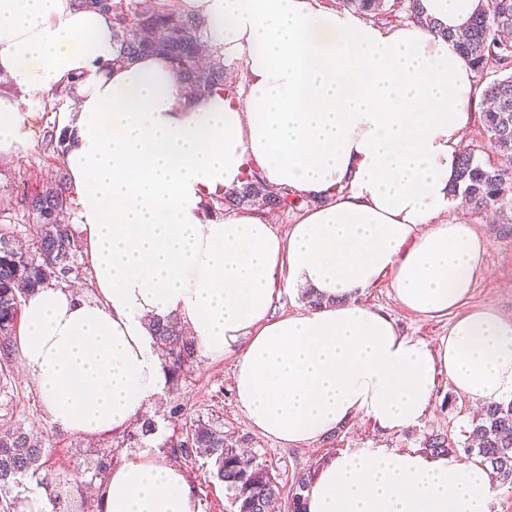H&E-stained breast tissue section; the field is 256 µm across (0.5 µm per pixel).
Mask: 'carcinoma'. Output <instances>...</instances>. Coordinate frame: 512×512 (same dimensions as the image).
<instances>
[{
  "instance_id": "cac0c4a2",
  "label": "carcinoma",
  "mask_w": 512,
  "mask_h": 512,
  "mask_svg": "<svg viewBox=\"0 0 512 512\" xmlns=\"http://www.w3.org/2000/svg\"><path fill=\"white\" fill-rule=\"evenodd\" d=\"M76 3L113 15L115 38L120 44L115 64L130 63L145 55H160L175 67L186 84L197 93L224 90L234 84L227 74L224 56L204 38L200 19L157 7L140 9L124 0H75ZM358 13L379 17L395 11L397 0H345ZM435 35L448 41L470 59L487 80L482 97L491 106L482 111L486 150L500 156L512 155V0H485V6L462 30L450 32L441 24L431 25ZM65 135L56 127L45 132L47 149L61 156ZM450 196H462L476 210L512 212V168L494 164L474 150L460 152L459 167ZM71 184L67 174L42 190L26 196L23 210L37 221L36 234L25 250L16 243V232L0 214V380L10 375L13 334L20 322L22 302L35 290L52 281H64L77 269L79 244L69 225L57 222L70 205ZM300 198L267 189L257 173L245 175L241 187L223 197L220 207L254 206L257 209H295ZM151 331L164 346L170 374L178 377L195 361L197 349L181 322L169 316L156 319ZM186 459L203 455L214 459L217 476L231 492L232 512H268L281 497V489L268 465L257 456H244L226 442L224 432L201 420L185 423L184 433L171 445ZM425 450L434 455H477L489 464L497 481L512 487V399L492 402L471 421L464 441L445 434H432ZM45 449L20 427L0 431V499L3 508L12 486L30 476L48 489L56 474L43 461ZM309 476L296 478L295 492L288 495L290 512H303L304 490Z\"/></svg>"
}]
</instances>
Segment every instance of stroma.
Instances as JSON below:
<instances>
[{
	"label": "stroma",
	"mask_w": 512,
	"mask_h": 512,
	"mask_svg": "<svg viewBox=\"0 0 512 512\" xmlns=\"http://www.w3.org/2000/svg\"><path fill=\"white\" fill-rule=\"evenodd\" d=\"M69 101H61L58 110H51L44 102L32 106L36 114L33 123V148L16 155L0 157V208L11 210L17 219L18 236L28 242L35 233L31 217L19 210L18 202L27 193L43 184L57 180L62 160L45 148L44 133L57 122L59 111L67 110ZM449 222H468L486 242L485 271L478 278L465 311L491 308L512 316V238L499 237L494 226L500 221L492 212H476L455 206L448 209ZM363 303L392 316L403 332L434 342L446 336L453 316L427 317L401 308L386 284H378L362 293ZM10 378L6 388L0 389V430L19 426L41 439L50 466L60 474L84 470L90 461L89 452L112 451L113 463H121L143 451L153 449L151 439L136 442L119 432L96 439L56 431L50 424L39 397L34 379L18 361L10 363ZM471 404L464 397L451 392L447 378H440L432 414L420 425L400 433L384 434L368 420H358L340 428L319 442L310 445H285L267 438L253 429L240 411L234 391V361L230 358L197 357L184 369L177 382L171 383L151 404L150 416L162 438L178 436L187 419L211 422L223 430L225 436L236 441L238 447L256 454L276 477L282 491H291L298 475H317L320 468L346 448H423L426 437L445 434L460 438L468 429L472 417ZM168 462L182 466L193 485L200 504V512H230V493L216 476L212 459L199 456L191 460L163 448Z\"/></svg>",
	"instance_id": "1"
}]
</instances>
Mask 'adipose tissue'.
Segmentation results:
<instances>
[{"mask_svg":"<svg viewBox=\"0 0 512 512\" xmlns=\"http://www.w3.org/2000/svg\"><path fill=\"white\" fill-rule=\"evenodd\" d=\"M484 0H422L465 27ZM246 77L235 97L188 95L163 58L115 67L111 15L74 0H0V156L29 144L31 103L72 86L62 163L95 295L53 282L28 296L18 356L52 426L84 437L132 425L170 374L148 327L178 317L200 354L234 360L237 405L263 436L312 444L357 419L424 421L440 376L485 405L512 396V319L461 313L484 268L473 225L443 220L459 142L483 90L425 23L363 20L320 0H179ZM315 198L279 235L269 218L206 216L247 165ZM320 305L274 316L280 277ZM387 282L404 309L457 312L432 345L357 296ZM473 456L358 448L304 492L306 512H494ZM101 512H199L184 468L157 453L113 466Z\"/></svg>","mask_w":512,"mask_h":512,"instance_id":"obj_1","label":"adipose tissue"}]
</instances>
